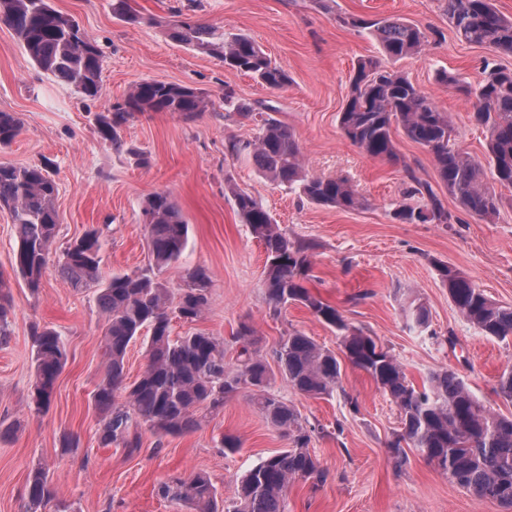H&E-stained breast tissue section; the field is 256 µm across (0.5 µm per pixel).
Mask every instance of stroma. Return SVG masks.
<instances>
[{"label": "stroma", "instance_id": "1", "mask_svg": "<svg viewBox=\"0 0 512 512\" xmlns=\"http://www.w3.org/2000/svg\"><path fill=\"white\" fill-rule=\"evenodd\" d=\"M51 4L75 17L99 44L103 89L89 99L38 68L12 29L0 22V111L22 120L19 136L0 147V165L51 162L60 215L54 257L34 294L13 273L15 228L9 212L0 210V277L10 283L13 298L9 335L0 341V512H27L26 480L38 465L47 469L74 512H186L159 495L163 481L203 471L228 501L247 471L288 445L245 389L189 432L159 438L141 429V446L133 453L100 445L92 392L105 362L103 317L94 288L65 282L57 256L97 228L105 242L102 279L146 268L141 209L144 199L158 191L172 195L190 225L184 258L164 269L161 280L175 292L196 266L211 275L208 309L193 323L173 320L174 334L204 331L223 337L230 367L239 349L233 338L244 325L253 329L255 346L267 358L294 330L333 351L341 349L335 332L302 305L274 313L263 288L264 248L237 214L227 189L233 183L251 193L289 239L313 243L308 288L390 350L409 380L419 385L431 372L452 368L483 402L512 414V403L492 391L499 373L512 366V341L488 339L460 317L434 268L435 262L447 263L491 299L512 305V188L497 187L500 215L492 224L468 215L447 226L401 223L393 210L414 178L435 186L449 211H460L441 188L430 154L399 132L398 161L375 159L347 140L338 125L355 65L383 55L372 36L344 25L343 17H399L426 33L424 51L393 66L451 114L462 147L476 157L483 156L485 139L470 120L471 104L455 88L438 84L436 73L446 70L474 85L485 63L512 68V56L497 58L484 47L459 41L443 0H129L146 18L139 25L118 21L112 0ZM180 13L228 35L251 36L288 71L291 84L281 91L267 89L219 59L171 40L164 27ZM143 79L196 88L212 105L192 121L167 112L130 119L121 130L123 147L115 148L99 137L98 118ZM228 88L236 97L267 106L293 131L308 171L350 179L364 206L342 211L309 203L262 177L252 159L230 155L228 139L252 138L256 126L228 115ZM407 291L427 306L432 335L408 329L402 313ZM360 293L365 296L361 302L356 299ZM44 326L65 337L68 359L48 411L37 414L28 407L31 336ZM339 382L341 391L324 399L301 396L280 379L272 386L315 424L310 449L328 471L326 482L316 487L293 482L287 512H506L496 501L450 483L417 453H410L403 470H395L388 443L400 427L396 406L349 363H342ZM70 434L79 446L67 452L61 442ZM224 435L238 438L240 448H221Z\"/></svg>", "mask_w": 512, "mask_h": 512}]
</instances>
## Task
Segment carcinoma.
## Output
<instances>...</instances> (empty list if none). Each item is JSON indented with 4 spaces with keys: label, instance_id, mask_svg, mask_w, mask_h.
I'll list each match as a JSON object with an SVG mask.
<instances>
[{
    "label": "carcinoma",
    "instance_id": "carcinoma-1",
    "mask_svg": "<svg viewBox=\"0 0 512 512\" xmlns=\"http://www.w3.org/2000/svg\"><path fill=\"white\" fill-rule=\"evenodd\" d=\"M456 36L482 45L496 54L512 55V17L502 14L493 0H443ZM112 13L126 23L152 24L154 20L132 12L127 0H112ZM0 21L14 32L29 59L60 81L91 98L101 92L103 54L72 16L56 10L50 0H0ZM343 24L374 33L384 54L394 60L416 55L427 45L425 33L401 18L368 20L343 17ZM168 36L193 50L220 59L224 67L247 74L270 90H283L288 71L249 36L226 37L190 17L177 21ZM475 86L441 70L436 80L462 92L472 104L471 122L486 132L487 153L479 160L460 145L452 116L440 111L432 98L408 77L372 58L358 62L350 78V91L339 112L342 134L366 155L398 160L394 131L401 130L433 158L440 182L461 209L488 223L499 215L500 198L487 185V177L512 187V70L493 63ZM234 114L259 118L256 135L230 139L225 150L249 155L259 171L279 186L296 191L308 202L343 211L358 210L363 198L343 178L309 173L299 144L288 127L255 103L224 91ZM206 95L184 85L156 79L134 83L124 101L101 116L98 133L121 145V128L136 114L170 112L193 120L207 111ZM21 121L13 112H0V147L20 134ZM404 202L394 217L406 223L456 224L460 218L446 208L433 187L411 178ZM243 223L251 228L266 255L264 286L273 311L294 303L307 308L341 338L347 361L364 371L399 413L400 429L388 443V458L400 470L408 462L405 447L415 449L435 464L448 481L480 497L498 501L512 512V416L488 408L454 369L429 374L422 386L411 382L402 363L378 341L352 326L334 306L312 294L305 282L312 269L313 245L296 242L282 233L270 213L251 194L230 184ZM58 185L45 164L0 165V210L11 214L18 246L13 271L35 292L59 233L55 200ZM148 228L149 268L112 276L98 289L96 302L104 316L105 371L93 392L99 411L98 439L135 451L141 447L138 427L146 425L162 438L195 429L197 412H218L224 400L240 390L251 392L264 419L287 440L288 448L267 456L250 469L224 507L210 477L195 472L174 477L159 493L182 504L189 512H286L291 482L304 479L317 486L327 472L311 452L316 427L296 407L270 392L272 381L266 359L254 348L253 330L244 325L234 336L240 344L235 368L224 365V338L196 331L172 335V320L197 321L209 306L211 276L195 267L177 296L170 294L156 272L179 262L188 246L189 224L166 191L148 196L142 207ZM104 241L97 229L72 241L59 262L63 280L75 288L99 283ZM440 282L459 315L481 335L501 342L512 340V305L489 298L468 276L443 262L434 263ZM0 277V341L8 336L11 294ZM409 329L428 332L430 317L424 303L408 297L403 308ZM143 339L146 365L139 377L126 382L125 359L130 344ZM35 379L32 403L46 410L55 384L67 361V343L53 329L32 334ZM279 374L295 393L308 398L333 396L341 374L336 353L312 337L293 331L273 349ZM495 394L512 401V367L497 377ZM32 506L56 502V512H68L48 472L35 468L27 478Z\"/></svg>",
    "mask_w": 512,
    "mask_h": 512
}]
</instances>
